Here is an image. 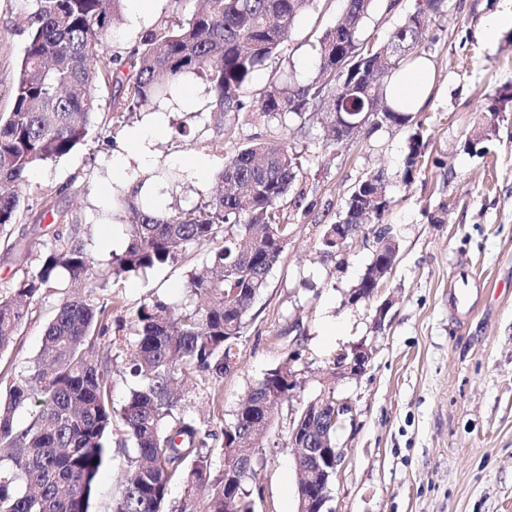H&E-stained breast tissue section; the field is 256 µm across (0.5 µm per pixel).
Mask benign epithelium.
I'll return each instance as SVG.
<instances>
[{"label":"benign epithelium","mask_w":512,"mask_h":512,"mask_svg":"<svg viewBox=\"0 0 512 512\" xmlns=\"http://www.w3.org/2000/svg\"><path fill=\"white\" fill-rule=\"evenodd\" d=\"M375 123L371 112H338L336 124L346 130L342 139ZM390 201L386 191L370 184L364 186V194L349 201V210L359 211L368 206L387 212ZM364 225L338 224L336 228L329 229L326 239L334 244V248L327 254L329 258L344 255L349 241L360 236ZM389 227L374 225L375 249L373 257L380 258V263L368 265L363 277L357 286L351 289L348 300L352 304L370 302L381 297L388 276L399 260L398 242L394 235L388 233ZM373 356V350L361 341L353 345L350 350L340 353L336 364L326 371V376L339 382L346 378H357L363 374ZM332 408L336 416H341L351 410L345 400L328 399L326 401L312 400L308 402L296 425L290 427V444L295 448L294 461L297 471L306 474V478L298 484L297 512H312L316 508H323L328 501L330 476L336 471L344 457L340 448H308L306 440L302 439L301 428L307 419H315L326 409Z\"/></svg>","instance_id":"benign-epithelium-1"}]
</instances>
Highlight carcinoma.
Segmentation results:
<instances>
[{
	"label": "carcinoma",
	"mask_w": 512,
	"mask_h": 512,
	"mask_svg": "<svg viewBox=\"0 0 512 512\" xmlns=\"http://www.w3.org/2000/svg\"><path fill=\"white\" fill-rule=\"evenodd\" d=\"M18 18L26 47L13 87L12 108L0 113V239L8 242L18 222L20 192L33 167L55 161L84 143L95 114V93L104 81L118 89L121 110L132 115L170 97L187 78L202 80L210 123L275 119L285 131L302 130L321 115L324 136L334 143L336 112L350 94L376 114L375 127L402 126L410 116L394 109L387 90L416 58L430 22L447 0H426L406 15L382 47L363 37L375 0H345L342 17L319 42L312 80L271 82L248 102L252 73L288 41L296 19L316 0H201L175 28L144 32L123 54L106 58L102 46L119 21L121 0H28ZM355 71L336 84V65ZM302 154L285 139L246 145L224 158L216 174L219 194L191 206L170 205L157 214L139 198L140 186L112 197L110 217L127 226L126 243L110 262L126 277L179 263L190 246L210 248L202 274H188L189 302L179 309L153 300L127 324L134 349L128 362L137 387L124 406L112 405L111 359L97 349L106 330L107 306L92 299L99 287L88 242L71 233L57 237L35 270L0 297V354L26 322L29 304L60 274L86 290L64 300L46 327L29 373L0 396V512H89L108 454L107 440L120 419L133 445L121 470L112 512H167L171 484L186 476L178 512H198L197 492L208 491L205 512H254V464L258 433L272 423L266 407L286 406L301 387L288 384L290 352L268 370L240 404L222 434V473L211 476V431L180 403L179 392L197 375L222 378L235 359L250 308L287 243L290 225L276 212L295 191ZM33 404L28 425L16 411ZM315 448L336 447V422L324 413L304 424Z\"/></svg>",
	"instance_id": "cac0c4a2"
}]
</instances>
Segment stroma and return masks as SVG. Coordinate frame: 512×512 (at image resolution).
<instances>
[{"label": "stroma", "mask_w": 512, "mask_h": 512, "mask_svg": "<svg viewBox=\"0 0 512 512\" xmlns=\"http://www.w3.org/2000/svg\"><path fill=\"white\" fill-rule=\"evenodd\" d=\"M419 0H376L365 34L374 46L387 42ZM198 0H155L149 17L134 22L123 0V22L103 48L124 50L156 27L175 26ZM344 0H318L296 21L288 42L246 88L256 98L272 80L308 81L317 69L319 40L342 15ZM21 0H0V113L9 112L26 35L16 29ZM512 0H448L417 53L427 58L433 90L408 125L361 131L329 147L319 124L295 135L303 155L297 188L301 206L285 204L281 222L288 241L252 307L236 348L235 365L224 378L203 374L183 401L213 433L230 424L241 400L292 350L303 385V403L316 395L324 371L341 350L360 341L373 358L358 378L340 381L336 397L350 411L336 426V445L345 456L330 484L332 512H512V29L495 40L484 37L494 14ZM203 84L196 81L185 103L168 107L163 134L154 142L161 163L182 171L177 188H161L163 203L188 206L211 195L214 173L243 144L281 137L277 124L242 123L233 130L209 126L200 116ZM187 126L190 136L178 129ZM128 128L113 105V86L101 84L95 116L83 144L55 161L38 165L21 194L22 216L13 236L46 251L56 233L77 230L99 263L121 250L126 228L101 223L103 201L127 186L112 167ZM420 136V164L406 172L409 138ZM389 176L390 209L385 221L400 244L401 259L386 294L391 304L376 323L372 303L350 304L375 249L373 235L351 241L342 261L323 259L320 240L346 205L353 187L369 173ZM67 216L58 226L43 217L45 207ZM207 249L190 247L182 263L116 279L100 273L95 300L111 317L100 339L112 358L115 405L132 382L125 367L133 339L125 328L139 306L159 298L177 306L188 299L189 270L202 268ZM491 284L467 319L448 304V286L459 271ZM65 288H47L13 346L0 355V390L26 373ZM222 412H214V403ZM293 411L280 407L255 465L262 489L256 512H295L298 476L289 443ZM101 469L90 512H111L126 450L117 437Z\"/></svg>", "instance_id": "35a3bbf8"}]
</instances>
